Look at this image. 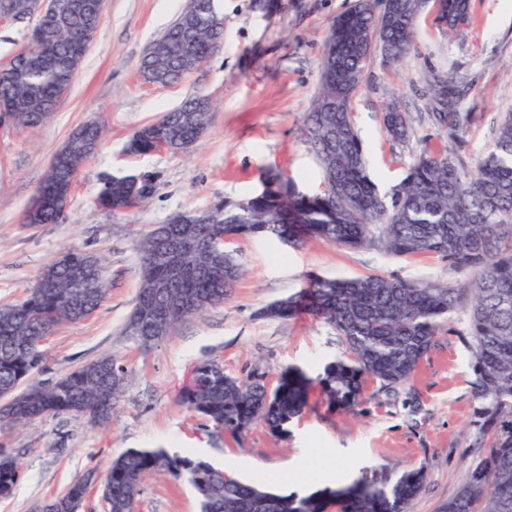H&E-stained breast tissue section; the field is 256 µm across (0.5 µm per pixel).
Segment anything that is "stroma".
<instances>
[{"instance_id": "obj_1", "label": "stroma", "mask_w": 512, "mask_h": 512, "mask_svg": "<svg viewBox=\"0 0 512 512\" xmlns=\"http://www.w3.org/2000/svg\"><path fill=\"white\" fill-rule=\"evenodd\" d=\"M186 3L106 0L103 21L51 118L35 128H0V305L24 299L43 267L72 248L104 256L110 284L91 316L60 326L46 339L34 382L49 385L105 355L125 370V391L108 427L59 414L0 430V450L17 456L22 471L14 492L0 497V512H33L88 473L103 474L130 448L190 454L231 467L239 478L264 476L285 493L293 487L280 470L294 460L302 464L309 491L326 487L330 473L340 482L361 473L383 481L421 468L426 480L410 512H439L486 451L472 424L474 358L457 324L443 326L438 346L398 394L367 382L363 398L348 412L328 408L320 392H312L305 413L283 436L260 422L235 436L217 435L180 404L178 394L205 361L221 362L236 377L261 367L273 387L286 367L313 376L327 358L342 356L334 332L310 316L270 321L259 315L266 304L301 288L309 275L467 280L471 270L448 268L431 255L396 256L317 239L292 248L237 237L229 246L239 254L243 275L224 305L187 318L148 346L125 333L140 283V243L155 225L250 195L271 170L299 189L320 190L321 167L304 128L325 39L355 0H218L223 48L178 82L152 85L139 71L141 56ZM472 11L473 24L451 38L433 9L425 8L406 62L390 67L377 56L366 68L353 122L380 188L404 177L406 163L434 132L422 118L423 82L430 74L448 72L467 81L463 107L476 116L467 134L468 160L489 147L495 118L512 112V0H472ZM391 93L402 111L417 118L404 143L390 140L383 126L381 105ZM195 94L209 96L214 107L210 126L189 152L127 154L136 129ZM88 123L102 127L104 141L75 179L66 223L28 227L24 214L53 155ZM144 170L160 178L138 207L113 215L95 205L104 179ZM136 512H198V504L190 486L158 470L143 482Z\"/></svg>"}]
</instances>
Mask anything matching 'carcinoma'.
Masks as SVG:
<instances>
[{"label":"carcinoma","mask_w":512,"mask_h":512,"mask_svg":"<svg viewBox=\"0 0 512 512\" xmlns=\"http://www.w3.org/2000/svg\"><path fill=\"white\" fill-rule=\"evenodd\" d=\"M144 52L139 70L160 86L198 68L224 43V22L209 0H194ZM454 34L470 19V0H358L341 14L325 42L319 88L305 136L320 161L323 189L304 192L279 173H267L259 191L220 202L201 212L178 213L143 238L140 286L125 332L148 345L169 336L183 320L220 306L242 274L236 253L225 247L231 236L276 239L298 247L310 238L333 245L406 256L431 254L452 268L467 267V283L448 279L404 280L381 275L356 279L309 276L301 290L260 310L268 319L309 315L329 326L345 347L346 358H329L312 380L298 368L285 369L274 389L267 373L253 368L239 379L207 361L194 368V384L180 393L181 403L204 417L214 430L237 435L262 422L275 435L287 433L292 419L307 408L318 383L330 407L352 410L366 379L395 390L408 382L437 345L441 327L458 321L474 355V425L488 439V452L468 474L456 495L439 512H512V112L499 116L488 149L466 162V133L474 114L458 105L463 88L454 75L426 79L428 116L438 142H425L407 165L406 176L387 192L369 173L363 140L352 120L353 100L365 68L376 53L395 65L415 45L416 21L427 3ZM41 35L28 31L31 49L11 59L0 73V127H37L50 119L58 89L74 74L86 17L57 27L53 17L37 18ZM212 102L197 94L166 112L154 125L134 132L127 151L146 155L168 145L189 148L211 123ZM383 125L394 141L409 135L406 113L389 108ZM102 129L83 125L55 158L36 189L40 210L25 213L29 227L67 220L73 185L81 165L100 145ZM159 174L113 176L103 183L96 204L113 214L133 197L155 192ZM181 255L189 274L169 288V259L151 253L156 238L184 239ZM105 263L93 252L69 250L40 272L27 297L0 305V393L8 402L0 422L25 423L50 414H101L112 417L123 392L125 371L110 356L99 357L41 386L30 382L44 363L38 340L64 323L89 317L106 297ZM164 470L192 487L199 512H409L425 482L423 469L393 481L358 477L307 495L224 480L225 471L209 462L163 449L130 448L106 468L99 491L106 512H135L144 479ZM21 478L16 458L0 454V497L9 496ZM89 485L73 483L64 493L38 505L40 512H74Z\"/></svg>","instance_id":"cac0c4a2"}]
</instances>
